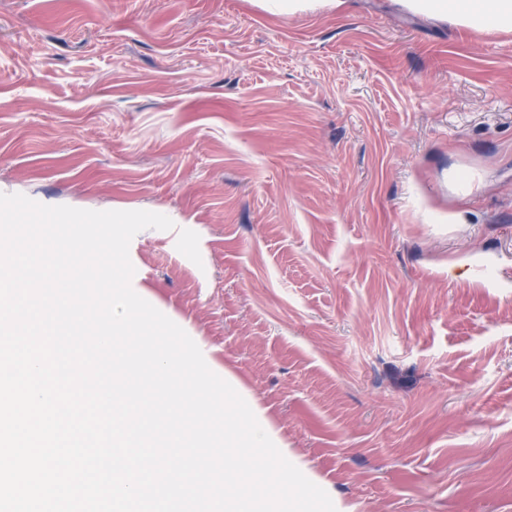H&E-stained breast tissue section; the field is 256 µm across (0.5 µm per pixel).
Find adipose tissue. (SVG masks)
<instances>
[{
    "label": "adipose tissue",
    "instance_id": "ef3b65f1",
    "mask_svg": "<svg viewBox=\"0 0 512 512\" xmlns=\"http://www.w3.org/2000/svg\"><path fill=\"white\" fill-rule=\"evenodd\" d=\"M415 13L454 18L474 29H512V0H403Z\"/></svg>",
    "mask_w": 512,
    "mask_h": 512
}]
</instances>
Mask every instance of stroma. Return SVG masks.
<instances>
[{
  "instance_id": "stroma-1",
  "label": "stroma",
  "mask_w": 512,
  "mask_h": 512,
  "mask_svg": "<svg viewBox=\"0 0 512 512\" xmlns=\"http://www.w3.org/2000/svg\"><path fill=\"white\" fill-rule=\"evenodd\" d=\"M0 192L168 216L134 291L330 496L512 512V31L0 0Z\"/></svg>"
}]
</instances>
